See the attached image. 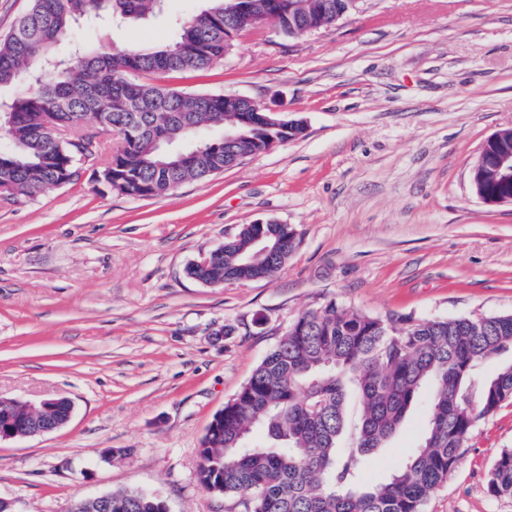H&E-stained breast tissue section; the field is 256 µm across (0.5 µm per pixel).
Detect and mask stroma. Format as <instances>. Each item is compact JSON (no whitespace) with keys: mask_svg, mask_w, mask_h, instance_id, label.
<instances>
[{"mask_svg":"<svg viewBox=\"0 0 512 512\" xmlns=\"http://www.w3.org/2000/svg\"><path fill=\"white\" fill-rule=\"evenodd\" d=\"M206 0H165L132 26L76 28L64 49L152 48ZM187 91L251 98L303 133L162 197L104 188L93 172L0 199V397H67L48 434L0 442V500L68 512L115 491L168 512H243L197 481L214 414L288 325L328 300L374 317L512 313V206L483 203L471 171L512 127V0H360L289 38L243 33ZM296 228L272 277L207 285L186 269L243 225ZM427 426L424 403L364 468L388 479ZM512 448V405L481 420L426 512H512L487 476Z\"/></svg>","mask_w":512,"mask_h":512,"instance_id":"obj_1","label":"stroma"}]
</instances>
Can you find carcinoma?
<instances>
[{
    "label": "carcinoma",
    "instance_id": "1",
    "mask_svg": "<svg viewBox=\"0 0 512 512\" xmlns=\"http://www.w3.org/2000/svg\"><path fill=\"white\" fill-rule=\"evenodd\" d=\"M162 0H31L29 11L0 38V91L12 113V137L0 142V193L34 198L58 186L79 126L99 123L117 135L107 170L132 197L163 196L185 180H205L224 160L256 153L302 134L270 130L265 110L224 111V95L189 93L161 80L204 72L224 60V35L244 21L217 13L179 22L165 45L98 52L89 66L56 51L78 20L112 18L121 25L159 10ZM48 57L74 67L42 68ZM246 137L228 145L213 135L224 124ZM202 125L208 152L195 166L166 170L155 138L182 139ZM274 249L254 258L257 237ZM297 246L289 224H246L205 266L188 274L208 285L263 279ZM512 353V314L434 319L373 317L334 301L288 326L235 399L224 405L219 434L204 436L197 480L207 491L243 504L245 512H424L448 480L477 424L512 403V360L474 384L486 359ZM427 391L428 425L419 445L384 483L367 486L359 471L392 436ZM258 430L267 443L247 447ZM493 497L512 498V448L500 452L487 479ZM118 512H165L162 499L112 493Z\"/></svg>",
    "mask_w": 512,
    "mask_h": 512
}]
</instances>
